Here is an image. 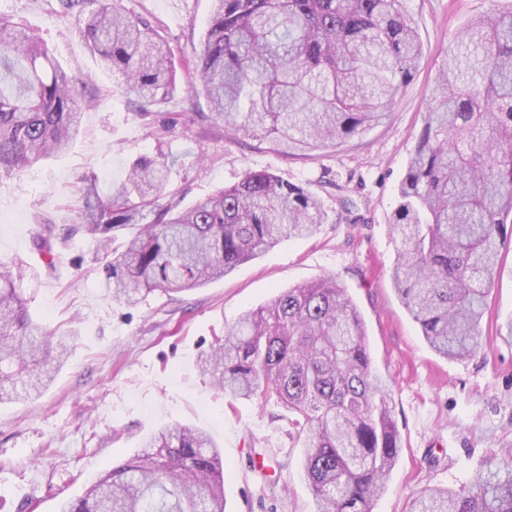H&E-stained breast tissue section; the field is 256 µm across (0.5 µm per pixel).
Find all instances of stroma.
<instances>
[{
    "instance_id": "35a3bbf8",
    "label": "stroma",
    "mask_w": 512,
    "mask_h": 512,
    "mask_svg": "<svg viewBox=\"0 0 512 512\" xmlns=\"http://www.w3.org/2000/svg\"><path fill=\"white\" fill-rule=\"evenodd\" d=\"M150 20L179 63L166 98L140 110L80 36L91 6L62 0H0V15L37 33L78 78L81 135L60 155L0 179V263L20 262V291L36 322L69 354L39 396L0 404V512H59L106 468L123 463L160 427L182 423L209 434L224 463L225 512H314L302 453L288 437L289 413L258 399L228 402L198 368L226 328L278 292L335 275L365 323L374 370L392 398L400 454L372 512H405L426 486L457 488L489 458L512 447V241L500 255L482 330L484 351L468 360L438 355L397 296L391 219L397 188L416 145L451 39L476 16L512 0H406L423 43L410 82L382 124L316 157L287 158L271 144L230 136L191 96L185 67L201 49L212 0H119ZM166 154L169 187L184 202L268 169L317 193L326 219L307 238L284 240L231 275L182 293L155 291L128 305L102 280L96 242L77 232L81 196H107L137 158ZM353 212H345L344 200ZM52 225L54 261L37 249ZM267 469H255L256 460Z\"/></svg>"
}]
</instances>
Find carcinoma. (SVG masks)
<instances>
[{
	"mask_svg": "<svg viewBox=\"0 0 512 512\" xmlns=\"http://www.w3.org/2000/svg\"><path fill=\"white\" fill-rule=\"evenodd\" d=\"M117 0L94 8L81 36L148 103L175 85L171 53ZM193 91L224 133L312 157L383 122L416 71L423 46L405 0H213ZM92 100L35 34L0 16V177L65 151ZM166 156L140 157L112 196L84 191L79 229L105 258V287L133 304L232 273L324 220L310 189L248 171L188 207L171 194ZM512 217V12L474 18L448 48L398 187L391 280L439 355L484 350L481 321ZM131 230L123 250L112 232ZM23 264L0 265V403L53 380L67 347L30 317L17 284ZM199 363L231 400L274 401L315 512H371L399 454L391 396L373 370L364 321L333 276L295 286L246 312ZM61 512H224L222 455L205 432L161 429L129 461L103 471ZM407 512H512V461L490 459L458 490L428 487Z\"/></svg>",
	"mask_w": 512,
	"mask_h": 512,
	"instance_id": "cac0c4a2",
	"label": "carcinoma"
}]
</instances>
